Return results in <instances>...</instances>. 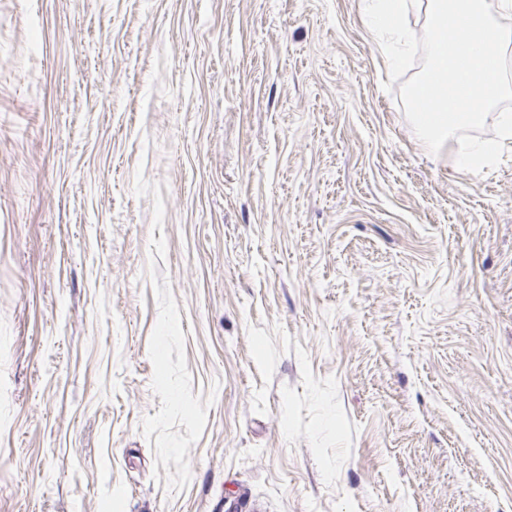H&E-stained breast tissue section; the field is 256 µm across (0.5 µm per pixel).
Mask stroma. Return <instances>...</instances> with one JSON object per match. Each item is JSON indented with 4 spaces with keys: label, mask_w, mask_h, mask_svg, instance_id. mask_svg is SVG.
<instances>
[{
    "label": "stroma",
    "mask_w": 512,
    "mask_h": 512,
    "mask_svg": "<svg viewBox=\"0 0 512 512\" xmlns=\"http://www.w3.org/2000/svg\"><path fill=\"white\" fill-rule=\"evenodd\" d=\"M360 0H0V512H512V146L408 121Z\"/></svg>",
    "instance_id": "obj_1"
}]
</instances>
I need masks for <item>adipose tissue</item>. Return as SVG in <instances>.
Here are the masks:
<instances>
[{"label":"adipose tissue","instance_id":"1","mask_svg":"<svg viewBox=\"0 0 512 512\" xmlns=\"http://www.w3.org/2000/svg\"><path fill=\"white\" fill-rule=\"evenodd\" d=\"M365 22L387 66L403 61L413 46L406 21L423 20L426 59L412 90L432 111L408 118L427 153L452 148L456 165L478 171L512 143V113L497 104L512 97V73L503 53L512 46V0H363ZM494 121L497 136L474 140L468 133Z\"/></svg>","mask_w":512,"mask_h":512}]
</instances>
